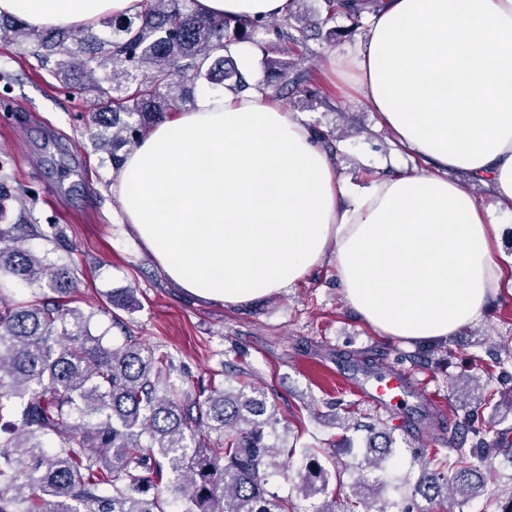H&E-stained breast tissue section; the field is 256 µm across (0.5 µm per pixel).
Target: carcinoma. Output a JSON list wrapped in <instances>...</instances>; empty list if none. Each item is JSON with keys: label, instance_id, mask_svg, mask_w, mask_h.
Listing matches in <instances>:
<instances>
[{"label": "carcinoma", "instance_id": "obj_1", "mask_svg": "<svg viewBox=\"0 0 512 512\" xmlns=\"http://www.w3.org/2000/svg\"><path fill=\"white\" fill-rule=\"evenodd\" d=\"M194 0H143L140 12L106 21L110 33L34 31L18 19L4 36L25 44L41 66L73 93H93L91 136L121 168L125 154L198 82L236 92L252 85L229 48L265 27L261 22L204 18ZM329 21L342 13L361 26L356 0H326ZM286 86L288 62L265 59ZM19 197L0 175V279L28 291L0 292V512H296L280 495L291 483L307 512H336L351 465L326 448L278 443L276 406L266 392L225 385L177 384L165 356L132 335L114 345L90 331L92 315L69 307L74 277L66 264L47 261L27 242L48 238L36 224H6ZM470 439L465 447L464 439ZM503 451L499 440L463 412L448 432V457L415 475L392 474L395 456L386 431L370 430L357 486L342 512H393L391 486L405 498L448 512L494 491L473 460ZM333 459L324 467L319 456Z\"/></svg>", "mask_w": 512, "mask_h": 512}]
</instances>
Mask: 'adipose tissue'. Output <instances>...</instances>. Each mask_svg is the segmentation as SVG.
Listing matches in <instances>:
<instances>
[{
  "label": "adipose tissue",
  "instance_id": "1",
  "mask_svg": "<svg viewBox=\"0 0 512 512\" xmlns=\"http://www.w3.org/2000/svg\"><path fill=\"white\" fill-rule=\"evenodd\" d=\"M290 0H196L206 17L265 21ZM141 0H0L35 29L128 17ZM352 58L366 102L422 165L363 188L312 128L256 92H201L152 127L111 190L165 277L237 306L302 282L325 259L376 333L444 340L512 286L496 224L455 174L512 201V0H377Z\"/></svg>",
  "mask_w": 512,
  "mask_h": 512
}]
</instances>
